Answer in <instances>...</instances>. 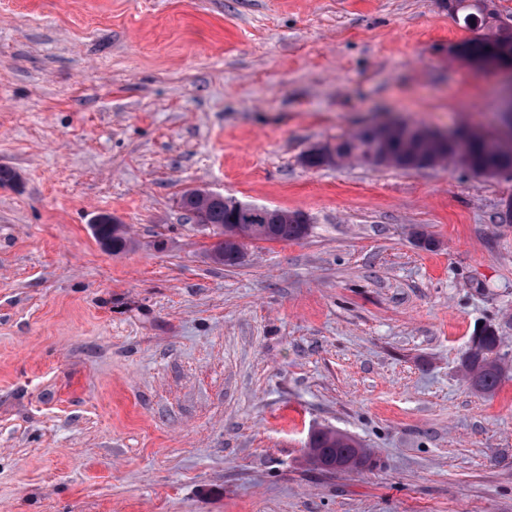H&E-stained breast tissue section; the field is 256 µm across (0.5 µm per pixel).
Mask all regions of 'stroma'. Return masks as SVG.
<instances>
[{
	"instance_id": "1",
	"label": "stroma",
	"mask_w": 512,
	"mask_h": 512,
	"mask_svg": "<svg viewBox=\"0 0 512 512\" xmlns=\"http://www.w3.org/2000/svg\"><path fill=\"white\" fill-rule=\"evenodd\" d=\"M470 35L444 0H0V512H512V176L304 161L497 130ZM190 189L309 233L224 266ZM320 428L371 466L311 469ZM406 128L405 125L394 124L365 129L336 143L328 154L312 149L307 153L305 162L310 167H320L344 159L366 164V159L379 158L373 166L391 165L402 169L431 167L447 159L461 164L455 147L448 141L456 145L460 154H465L467 140L464 133H438L448 137V141H442L431 137L427 130H413L406 136ZM111 217L103 216L99 224H110ZM99 224L91 225L93 234L94 236L97 237V241L103 249L112 251V254H119L128 247L130 243V238L126 236L127 233H116L108 225H102V227L100 228V234L104 237H110L112 235V239L102 238L99 234ZM110 226H113L117 232H120L121 230L125 231V225L121 224V222L114 220L113 222H111ZM499 336L492 329L487 330L478 342L471 341L462 359L465 376L478 393L494 395L505 379L497 349Z\"/></svg>"
}]
</instances>
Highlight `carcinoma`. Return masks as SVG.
Here are the masks:
<instances>
[{
  "mask_svg": "<svg viewBox=\"0 0 512 512\" xmlns=\"http://www.w3.org/2000/svg\"><path fill=\"white\" fill-rule=\"evenodd\" d=\"M448 12L461 25L477 35L461 42L464 58L471 62L487 61L512 53V25L505 24L494 6V0H448ZM402 124L372 127L350 136L334 145L329 153L311 150L305 157L310 167L333 164L344 159L361 163L378 159L377 165H391L402 169L431 167L443 160L457 159L455 147L430 136L427 130L404 134ZM485 135L474 133L466 159L467 169L478 176L492 177L501 169H512V147L491 152L484 146ZM181 208L200 212L202 223L213 230L231 226L242 234V240L225 239L213 247L220 255L218 263L232 266L242 257L245 241L288 242L304 239L309 225L296 222L295 213L263 205L235 207L222 201H203L186 195L180 197ZM100 234L112 237V253L123 252L130 243L124 233L109 226L110 217L101 218ZM499 336L486 331L477 342L471 343L462 359L465 376L478 393L494 395L505 379L497 349ZM308 462L324 473L342 470H360L370 457L352 437L339 431L321 428L313 431L307 442Z\"/></svg>",
  "mask_w": 512,
  "mask_h": 512,
  "instance_id": "1",
  "label": "carcinoma"
}]
</instances>
